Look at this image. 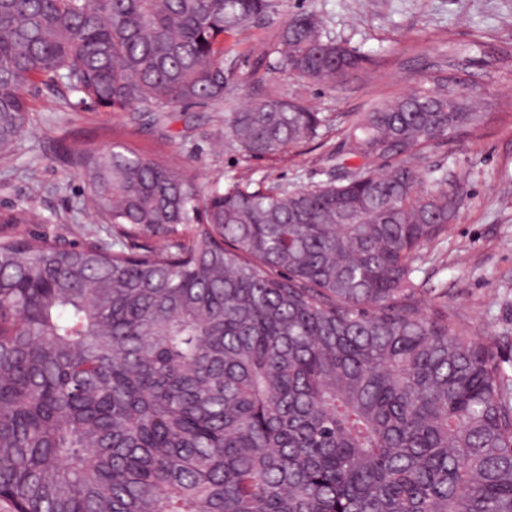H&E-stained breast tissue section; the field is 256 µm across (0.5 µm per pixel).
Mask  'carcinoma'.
I'll use <instances>...</instances> for the list:
<instances>
[{
    "instance_id": "carcinoma-1",
    "label": "carcinoma",
    "mask_w": 512,
    "mask_h": 512,
    "mask_svg": "<svg viewBox=\"0 0 512 512\" xmlns=\"http://www.w3.org/2000/svg\"><path fill=\"white\" fill-rule=\"evenodd\" d=\"M273 0H0V155L30 96L153 117L224 103V36ZM312 83L367 58L316 14L261 61ZM426 76L344 117L338 180H196L122 144L71 157L108 237L0 212V500L11 512H512V385L411 279L463 197L421 162L486 113ZM268 98L224 116L248 158L315 138ZM186 238H174L178 226ZM162 236L129 250L134 231Z\"/></svg>"
}]
</instances>
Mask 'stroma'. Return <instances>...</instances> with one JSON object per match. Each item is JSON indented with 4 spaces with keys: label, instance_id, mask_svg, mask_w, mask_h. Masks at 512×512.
<instances>
[{
    "label": "stroma",
    "instance_id": "obj_1",
    "mask_svg": "<svg viewBox=\"0 0 512 512\" xmlns=\"http://www.w3.org/2000/svg\"><path fill=\"white\" fill-rule=\"evenodd\" d=\"M301 11L316 13L327 35L367 55L366 70L313 85L260 66L263 46ZM225 48L233 76L223 104L171 108L155 121L81 104L67 91L51 102L33 94L27 136L0 156V210L33 205L43 218L33 232L70 242L100 231L99 217L82 206L78 171L59 159L63 146L121 143L188 171L205 190L232 177L314 186L336 175L337 116L409 93L432 65L478 73L488 114L483 134L456 138L424 161L447 169L464 203L447 234L421 251L412 280L447 289L456 322L471 341L491 343L512 378V0H275L271 19L247 23L226 37ZM268 96L302 99L326 122L317 139L286 154L243 159L224 134V115Z\"/></svg>",
    "mask_w": 512,
    "mask_h": 512
}]
</instances>
